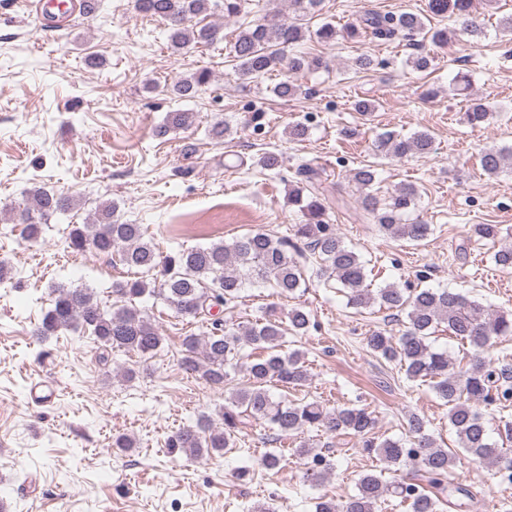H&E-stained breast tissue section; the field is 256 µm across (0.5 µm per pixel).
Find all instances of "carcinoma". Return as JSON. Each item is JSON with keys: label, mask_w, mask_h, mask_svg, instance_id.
I'll return each instance as SVG.
<instances>
[{"label": "carcinoma", "mask_w": 512, "mask_h": 512, "mask_svg": "<svg viewBox=\"0 0 512 512\" xmlns=\"http://www.w3.org/2000/svg\"><path fill=\"white\" fill-rule=\"evenodd\" d=\"M298 18L288 21L277 13H266L263 19L239 26L230 45L235 61L234 74L242 80L255 81L275 71L318 70L323 67L319 56H294L288 49L305 37L303 20L317 12L322 0H293ZM472 0H430L429 10L437 16L450 15L461 20L458 31H430L423 17L406 12L398 16L367 11L356 24L338 30L331 23L315 31L325 43L337 38L355 40L363 36L384 41H407L420 44L418 37L445 43L461 34L478 37L479 26L470 20ZM135 9L166 22L170 47L180 53L197 45H211L224 40V26L219 23L200 24L198 18L215 9L224 16L244 18L260 7V0H134ZM212 72L201 68L177 80L170 89L176 98H193L210 84ZM490 109L477 101L466 112L473 126L487 122ZM198 114L185 110L168 113L156 134L167 136L172 131L194 126ZM375 151L388 157L423 156L432 151L433 138L425 131L409 137L393 132L380 135ZM482 170L496 177L512 170V150L487 149L480 156ZM371 167L355 171L351 180L366 193L359 199L358 220L378 226L379 231L396 240L421 241L431 233V225L407 219L415 207L418 190L411 184L396 188L386 199L368 192L375 182ZM287 203L303 213L305 222L294 225L293 237L257 231L230 243L213 242L205 247L180 250L164 257L144 240L140 224L121 220L117 206L101 202L82 224H73L66 237L68 248L76 253L116 252L130 269L140 271L134 280L117 281L112 286L116 302L109 305L97 299L87 288L56 289L53 307L36 329L42 339L61 330H88L102 352L99 361L112 360V351L134 353L145 357L161 348L164 337L137 302L145 296H160L176 316L196 322L210 323L202 335L184 338L185 368L207 382L222 385L228 376L226 368L244 363L246 383L234 388L220 409V422L203 415L195 425L177 431L168 447L177 448L189 458L220 454L236 445L237 432L246 419L263 421L277 428L283 437L298 440L297 457L307 459L306 480L313 486L322 484L333 469L326 457L301 438L305 431L319 428L337 437H354L362 447L376 454L389 466L412 464L429 477L430 489L417 483H387L375 473H364L356 483L354 494L340 503L322 500L315 512H377L385 497L396 496L408 502L410 512H439L448 497L468 496L466 488L447 483L448 473L458 455L445 448L428 432L418 414L406 418V437L397 439L376 435V419L365 407L329 408L321 402L290 401L275 397L269 386L302 387L309 374L303 354L294 349L284 355L273 353L284 333L307 334L311 327L310 313L301 307L288 311V325L271 318L259 323H231L210 320L215 307H228L240 298L246 282L267 284L279 295L289 296L309 286V278L329 281L343 289L347 304L366 308L373 304L386 310L406 314V330L391 336L385 329H375L366 337V345L375 355L397 363L411 381H429L436 397L448 406V421L455 431L459 447L475 460L498 467L512 480V458L505 457L490 440L486 421L477 406L489 407L512 399V369L497 368L481 356L492 339L512 335V313H493L480 302L453 289L401 288L388 284L372 290L367 284L366 262L349 247L334 225L327 221L333 195L321 181L320 171L310 164L296 170L295 184L288 191ZM75 207L73 197L42 188L33 190L31 203L12 220L25 225L26 239L38 241L42 224L54 214ZM494 262L503 269L512 268V242L505 241L494 253ZM448 333L474 348L469 367L454 368L448 353L432 347L430 338L441 325ZM252 353L244 354V349ZM260 354H255V351Z\"/></svg>", "instance_id": "1"}]
</instances>
